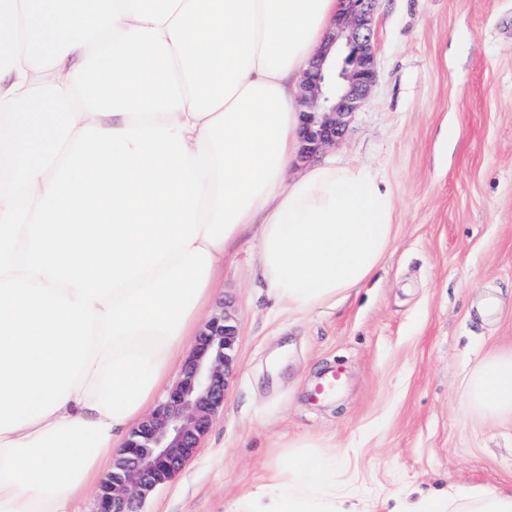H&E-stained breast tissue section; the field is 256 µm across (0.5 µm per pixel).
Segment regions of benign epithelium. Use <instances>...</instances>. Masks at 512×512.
Segmentation results:
<instances>
[{
  "mask_svg": "<svg viewBox=\"0 0 512 512\" xmlns=\"http://www.w3.org/2000/svg\"><path fill=\"white\" fill-rule=\"evenodd\" d=\"M377 0H342L327 49L302 84L301 159L314 158L345 133L377 80L372 22ZM237 326L225 310L204 326L165 398L112 455L93 512H141V506L194 457L224 406Z\"/></svg>",
  "mask_w": 512,
  "mask_h": 512,
  "instance_id": "benign-epithelium-1",
  "label": "benign epithelium"
}]
</instances>
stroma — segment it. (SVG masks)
Wrapping results in <instances>:
<instances>
[{
	"label": "stroma",
	"mask_w": 512,
	"mask_h": 512,
	"mask_svg": "<svg viewBox=\"0 0 512 512\" xmlns=\"http://www.w3.org/2000/svg\"><path fill=\"white\" fill-rule=\"evenodd\" d=\"M378 81L318 162L390 182L395 240L358 293L273 309L242 240L218 276L233 373L195 458L143 512H233L311 439L348 468L352 508L401 512L461 487H512V423L466 394L512 352V0H378ZM343 369L341 395L313 391Z\"/></svg>",
	"instance_id": "stroma-1"
}]
</instances>
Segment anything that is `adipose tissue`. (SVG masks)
Segmentation results:
<instances>
[{"label": "adipose tissue", "instance_id": "adipose-tissue-1", "mask_svg": "<svg viewBox=\"0 0 512 512\" xmlns=\"http://www.w3.org/2000/svg\"><path fill=\"white\" fill-rule=\"evenodd\" d=\"M338 0H182L162 23L184 106L156 114L162 124L187 127L184 142L196 153L206 121L230 107L249 83L282 89L289 107L286 147L273 185L265 187L226 241L207 246L220 270L231 243L253 235L259 243L257 275L284 310L302 312L362 286L375 273L394 238V200L386 180L365 166L318 164L297 178L288 172L299 147V82L322 49ZM70 50L61 64L33 72L30 63L0 79V96L14 83L25 88L69 85L87 57ZM219 290L208 281L178 337L153 356L159 375L132 414L113 420L93 410L82 389L72 390L55 413L0 434V512H69L93 492L112 463L117 442L143 420L184 362ZM467 393L483 413L512 419V354L486 360ZM335 460L309 451L289 456L258 490L245 492L237 512H347L336 491ZM406 512H512V489L464 488L431 496Z\"/></svg>", "mask_w": 512, "mask_h": 512}]
</instances>
